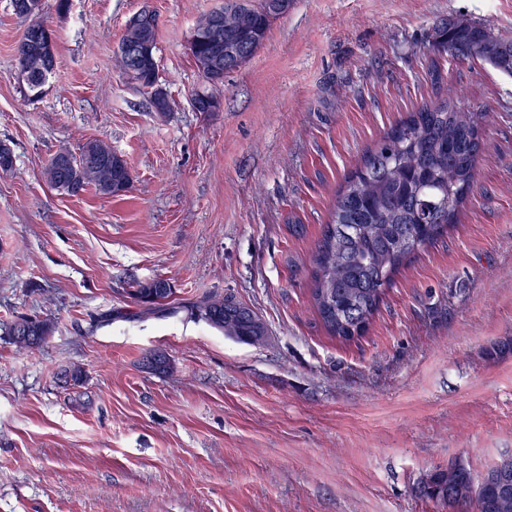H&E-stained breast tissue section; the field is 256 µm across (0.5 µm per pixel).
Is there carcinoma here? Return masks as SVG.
<instances>
[{
    "mask_svg": "<svg viewBox=\"0 0 512 512\" xmlns=\"http://www.w3.org/2000/svg\"><path fill=\"white\" fill-rule=\"evenodd\" d=\"M294 0H238L224 11V70L232 72L249 61L262 46L274 20L286 15ZM14 14L27 25L16 46L18 79L34 96L45 93L55 65L43 52L56 36L36 34L48 22L42 0H10ZM147 42L151 58L130 71L127 55L117 49L121 72L152 90L151 102L160 116L169 100L158 85L157 27L124 30L119 45ZM435 45L457 57L486 61L512 75V38L498 36L486 26L451 21L436 27ZM190 53L203 80L218 84L211 71L210 47L190 40ZM480 153L479 115L448 99L421 106L379 144L366 152L361 165L340 188L331 220L317 240L311 258L312 306L327 334L341 342L365 335L394 277L421 249L443 236L467 200L476 176ZM48 183L68 196L90 185L101 194L127 191L131 174L125 159L100 140H89L74 154L66 149L47 162ZM174 286L166 279L139 281L132 296L147 314L165 310ZM228 339L260 345L267 327L248 305L222 295L203 296L184 306ZM49 318H32L27 332L8 326L13 343L34 349L54 332ZM502 466L512 473V457L486 470L476 482L466 465L451 462L436 467L422 482L421 494L450 509L477 503L479 512H512V480L507 487L494 477Z\"/></svg>",
    "mask_w": 512,
    "mask_h": 512,
    "instance_id": "1",
    "label": "carcinoma"
}]
</instances>
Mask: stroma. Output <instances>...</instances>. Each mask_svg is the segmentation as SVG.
Returning a JSON list of instances; mask_svg holds the SVG:
<instances>
[{
    "instance_id": "1",
    "label": "stroma",
    "mask_w": 512,
    "mask_h": 512,
    "mask_svg": "<svg viewBox=\"0 0 512 512\" xmlns=\"http://www.w3.org/2000/svg\"><path fill=\"white\" fill-rule=\"evenodd\" d=\"M218 0H43L57 66L41 98L16 76L26 26L0 0V512H449L416 489L459 459L512 456V76L434 47L444 20L512 37V0H295L255 56L208 85L189 50ZM158 18L167 117L114 66L127 21ZM454 90L481 111L477 186L447 234L395 277L362 338L327 335L310 257L346 176L409 112ZM220 98L198 112L195 93ZM99 139L131 188L77 197L44 177ZM231 295L260 346L187 313ZM52 318L18 349L15 316ZM164 350L171 372L144 360ZM82 367L81 385L64 374ZM174 293V286L167 279L157 277L137 282L132 296L136 303L143 306V312L150 314L166 310L165 302ZM20 319L30 320L26 333L17 327ZM55 324L49 318L16 317L8 326V333L13 343L20 349H34L45 342L54 332Z\"/></svg>"
}]
</instances>
